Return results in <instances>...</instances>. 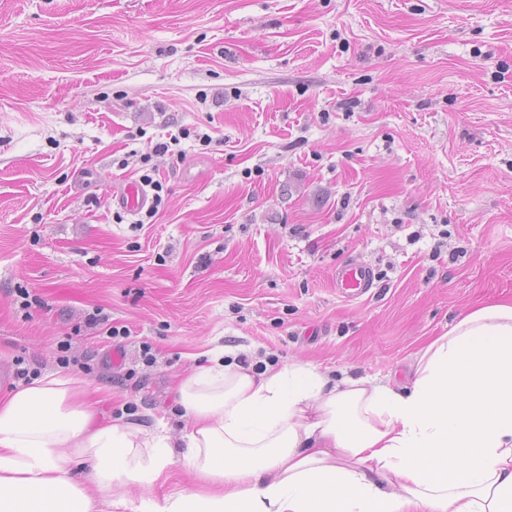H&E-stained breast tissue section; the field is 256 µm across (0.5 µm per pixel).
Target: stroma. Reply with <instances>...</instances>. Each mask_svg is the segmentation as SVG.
<instances>
[{"label": "stroma", "instance_id": "stroma-1", "mask_svg": "<svg viewBox=\"0 0 512 512\" xmlns=\"http://www.w3.org/2000/svg\"><path fill=\"white\" fill-rule=\"evenodd\" d=\"M147 172L156 217L108 207ZM495 299L512 0H0V393L71 372L177 431L191 355L404 386ZM374 274L370 266L350 260L336 268L333 286L347 297H359L373 287Z\"/></svg>", "mask_w": 512, "mask_h": 512}]
</instances>
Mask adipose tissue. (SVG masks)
<instances>
[{"mask_svg": "<svg viewBox=\"0 0 512 512\" xmlns=\"http://www.w3.org/2000/svg\"><path fill=\"white\" fill-rule=\"evenodd\" d=\"M51 373L0 396V512H512V301L473 308L405 386L206 352L177 382L178 440L100 421ZM182 461L199 488L133 502ZM99 496V497H100Z\"/></svg>", "mask_w": 512, "mask_h": 512, "instance_id": "1", "label": "adipose tissue"}]
</instances>
